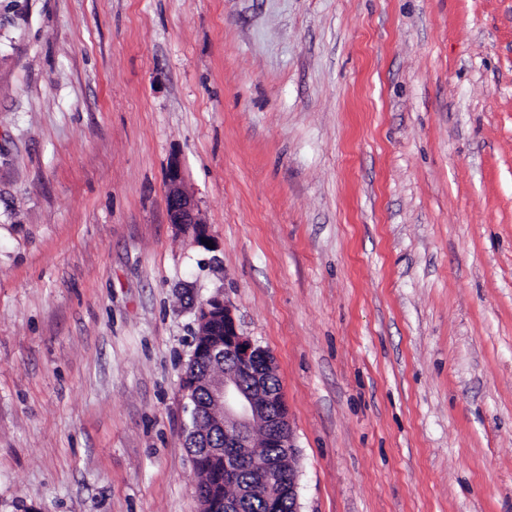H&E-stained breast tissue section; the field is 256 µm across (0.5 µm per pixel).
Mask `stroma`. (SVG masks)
Masks as SVG:
<instances>
[{"label":"stroma","mask_w":512,"mask_h":512,"mask_svg":"<svg viewBox=\"0 0 512 512\" xmlns=\"http://www.w3.org/2000/svg\"><path fill=\"white\" fill-rule=\"evenodd\" d=\"M216 294L300 512H512V0H0V512H202ZM166 178L168 184L167 210L170 222L192 227L197 243L204 247L207 246L204 222L192 198L183 188V174L178 162L172 161L170 163Z\"/></svg>","instance_id":"35a3bbf8"}]
</instances>
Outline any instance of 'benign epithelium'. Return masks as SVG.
Wrapping results in <instances>:
<instances>
[{
    "label": "benign epithelium",
    "instance_id": "7a95c632",
    "mask_svg": "<svg viewBox=\"0 0 512 512\" xmlns=\"http://www.w3.org/2000/svg\"><path fill=\"white\" fill-rule=\"evenodd\" d=\"M166 178L170 223L192 227L197 243L207 246L203 220L183 188L178 162L170 163ZM195 312L196 320L206 331L202 332L204 338L196 342L182 376L184 389L192 400L188 406V447L195 448L201 425L206 423L210 429H220L224 432V447L208 448L206 452L224 457V482H235L241 467L249 465L260 475L268 499L274 500L285 493L297 498V471L290 466L284 472L279 461L259 460L252 451L250 432L257 421L265 425L269 447L282 448L288 455L293 451L286 403L281 393L268 387V375L275 371L273 356L240 333L223 296L215 295L200 302ZM230 358L234 364L205 386L210 406H196L193 400L198 394V382L192 374L193 366L198 362L224 364Z\"/></svg>",
    "mask_w": 512,
    "mask_h": 512
}]
</instances>
